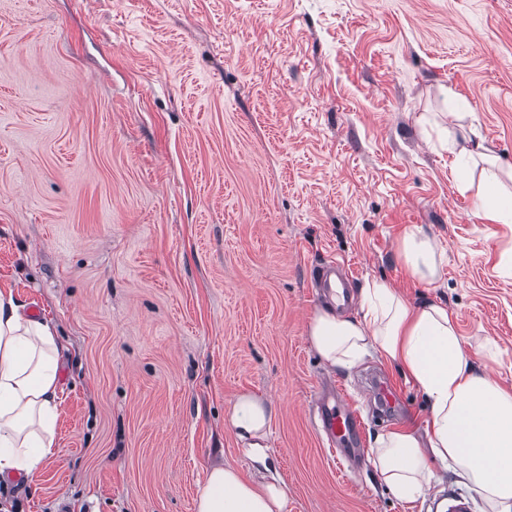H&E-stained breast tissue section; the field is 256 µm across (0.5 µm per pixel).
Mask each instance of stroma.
<instances>
[{"instance_id": "1", "label": "stroma", "mask_w": 512, "mask_h": 512, "mask_svg": "<svg viewBox=\"0 0 512 512\" xmlns=\"http://www.w3.org/2000/svg\"><path fill=\"white\" fill-rule=\"evenodd\" d=\"M471 130L512 168V0H0V289L64 346L55 454L0 478V512H196L220 463L288 512H481L450 472L387 490L374 440L423 430V394L308 338L312 270L343 259L446 307L512 388V224L477 215ZM418 229L431 284L400 257ZM376 372L400 409H365L340 470L315 402ZM242 394L272 411L261 459L226 420ZM400 256L414 278L434 282L440 274V256L436 247L420 230L407 234L400 245Z\"/></svg>"}]
</instances>
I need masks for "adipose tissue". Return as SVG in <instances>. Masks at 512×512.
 I'll list each match as a JSON object with an SVG mask.
<instances>
[{
	"instance_id": "adipose-tissue-1",
	"label": "adipose tissue",
	"mask_w": 512,
	"mask_h": 512,
	"mask_svg": "<svg viewBox=\"0 0 512 512\" xmlns=\"http://www.w3.org/2000/svg\"><path fill=\"white\" fill-rule=\"evenodd\" d=\"M400 256L418 281L438 278L441 260L422 232L403 238ZM361 309L359 319L318 312L309 340L332 366L351 368L380 355L424 395V433L398 428L375 439L374 466L384 484L410 503L437 481L441 466L474 489L485 512H512V390L476 373L447 308L409 305L387 284L372 282L362 290ZM60 353L54 326L23 316L12 293L0 290V476L33 473L54 454ZM270 421V409L249 394L237 398L229 417L239 437L257 441ZM196 512H288V491L214 466Z\"/></svg>"
}]
</instances>
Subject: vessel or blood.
I'll return each mask as SVG.
<instances>
[{
	"mask_svg": "<svg viewBox=\"0 0 512 512\" xmlns=\"http://www.w3.org/2000/svg\"><path fill=\"white\" fill-rule=\"evenodd\" d=\"M315 274L324 288L334 292L338 301L349 303L348 278L340 262L329 260L321 263L316 267ZM314 416L318 429L345 459L355 461L363 457L362 421L357 410L346 405L338 394L320 396Z\"/></svg>",
	"mask_w": 512,
	"mask_h": 512,
	"instance_id": "vessel-or-blood-1",
	"label": "vessel or blood"
}]
</instances>
